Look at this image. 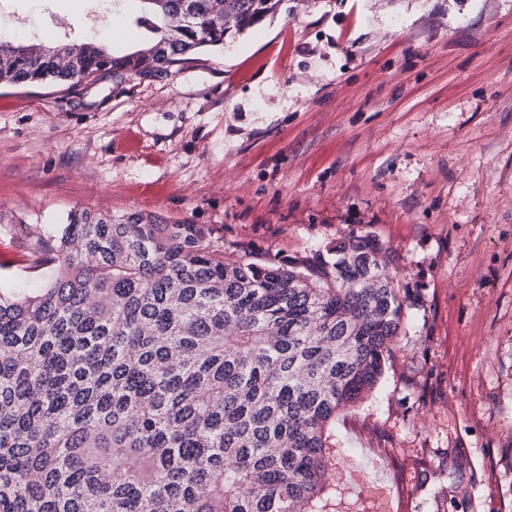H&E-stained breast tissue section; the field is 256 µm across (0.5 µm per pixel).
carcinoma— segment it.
<instances>
[{
	"mask_svg": "<svg viewBox=\"0 0 512 512\" xmlns=\"http://www.w3.org/2000/svg\"><path fill=\"white\" fill-rule=\"evenodd\" d=\"M283 0H130L144 44L0 45V85L155 77ZM284 262L202 224L73 208L41 287L0 288V512H323L336 417L378 385L403 302L371 233Z\"/></svg>",
	"mask_w": 512,
	"mask_h": 512,
	"instance_id": "cac0c4a2",
	"label": "carcinoma"
}]
</instances>
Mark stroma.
Returning a JSON list of instances; mask_svg holds the SVG:
<instances>
[{
  "label": "stroma",
  "instance_id": "35a3bbf8",
  "mask_svg": "<svg viewBox=\"0 0 512 512\" xmlns=\"http://www.w3.org/2000/svg\"><path fill=\"white\" fill-rule=\"evenodd\" d=\"M0 9L6 40L141 42L113 0ZM76 206L284 259L376 235L404 331L326 512H512V0H285L150 81L1 86V286Z\"/></svg>",
  "mask_w": 512,
  "mask_h": 512
}]
</instances>
